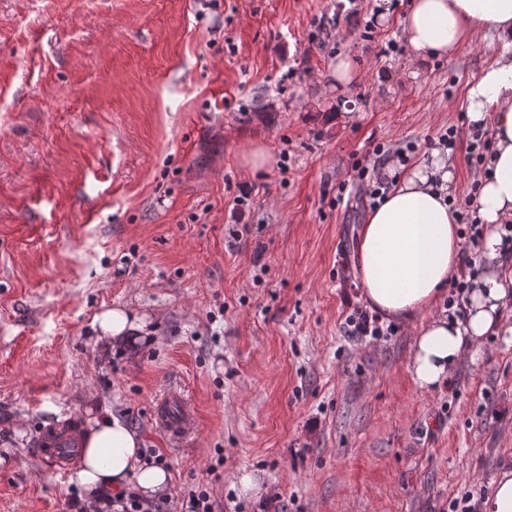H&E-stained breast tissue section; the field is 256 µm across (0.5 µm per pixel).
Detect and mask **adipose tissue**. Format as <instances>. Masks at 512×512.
Returning a JSON list of instances; mask_svg holds the SVG:
<instances>
[{"label":"adipose tissue","mask_w":512,"mask_h":512,"mask_svg":"<svg viewBox=\"0 0 512 512\" xmlns=\"http://www.w3.org/2000/svg\"><path fill=\"white\" fill-rule=\"evenodd\" d=\"M400 25L420 59L455 55L479 34L497 43L493 62L467 93L470 122L490 124L494 140L477 197V215L489 227L482 241L487 270L469 288L461 315L431 318L418 332L409 370L420 389L431 390L450 380L481 339L512 334L504 314L512 270L498 261L504 227L512 224V0H412ZM453 183L446 157L432 153L403 173L362 225L358 278L370 308L385 319L409 322L434 307L457 273L458 218L447 200ZM94 323L107 349L150 340L145 317L122 308ZM70 481L89 512H111L114 498L130 492L148 506L171 488L170 473L147 458L139 431L106 408L88 421Z\"/></svg>","instance_id":"1"}]
</instances>
